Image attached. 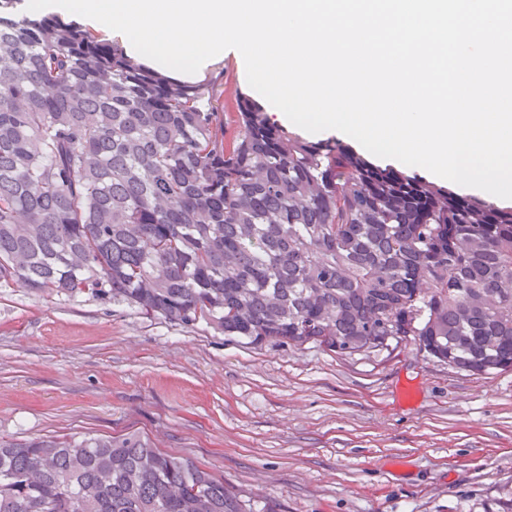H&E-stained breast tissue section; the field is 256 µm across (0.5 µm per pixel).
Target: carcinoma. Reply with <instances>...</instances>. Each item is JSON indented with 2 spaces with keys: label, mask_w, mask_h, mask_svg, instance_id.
<instances>
[{
  "label": "carcinoma",
  "mask_w": 512,
  "mask_h": 512,
  "mask_svg": "<svg viewBox=\"0 0 512 512\" xmlns=\"http://www.w3.org/2000/svg\"><path fill=\"white\" fill-rule=\"evenodd\" d=\"M0 0V288L255 347L512 368V207L310 140ZM0 512H276L136 433L0 439Z\"/></svg>",
  "instance_id": "carcinoma-1"
}]
</instances>
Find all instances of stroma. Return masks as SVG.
<instances>
[{"mask_svg":"<svg viewBox=\"0 0 512 512\" xmlns=\"http://www.w3.org/2000/svg\"><path fill=\"white\" fill-rule=\"evenodd\" d=\"M136 431L280 512H486L512 497V370L414 344L340 356L0 288V437Z\"/></svg>","mask_w":512,"mask_h":512,"instance_id":"stroma-1","label":"stroma"}]
</instances>
